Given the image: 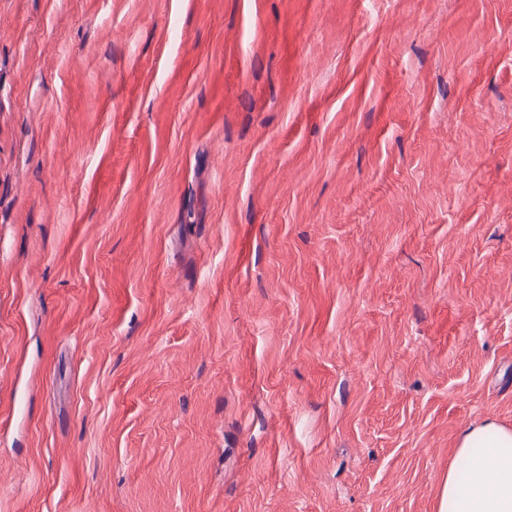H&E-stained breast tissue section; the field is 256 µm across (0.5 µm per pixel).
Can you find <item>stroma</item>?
<instances>
[{
	"label": "stroma",
	"instance_id": "1",
	"mask_svg": "<svg viewBox=\"0 0 512 512\" xmlns=\"http://www.w3.org/2000/svg\"><path fill=\"white\" fill-rule=\"evenodd\" d=\"M512 427V0H0V512H435Z\"/></svg>",
	"mask_w": 512,
	"mask_h": 512
}]
</instances>
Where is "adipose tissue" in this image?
<instances>
[{"label":"adipose tissue","mask_w":512,"mask_h":512,"mask_svg":"<svg viewBox=\"0 0 512 512\" xmlns=\"http://www.w3.org/2000/svg\"><path fill=\"white\" fill-rule=\"evenodd\" d=\"M438 490L436 512H512V428L488 419L465 428ZM468 476L460 478L457 463Z\"/></svg>","instance_id":"obj_1"}]
</instances>
